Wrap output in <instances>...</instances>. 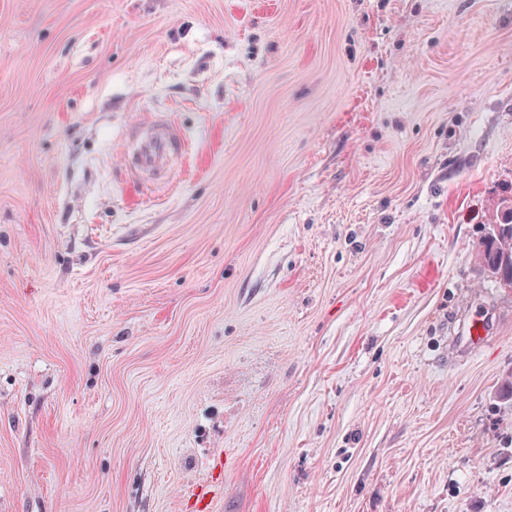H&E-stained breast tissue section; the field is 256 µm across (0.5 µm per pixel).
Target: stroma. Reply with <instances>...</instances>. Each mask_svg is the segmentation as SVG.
I'll return each mask as SVG.
<instances>
[{"label":"stroma","instance_id":"stroma-1","mask_svg":"<svg viewBox=\"0 0 512 512\" xmlns=\"http://www.w3.org/2000/svg\"><path fill=\"white\" fill-rule=\"evenodd\" d=\"M506 199L512 0H0V512H512ZM153 126L159 134L148 138H142L138 130L130 134L129 138L137 144L131 158V167L137 174L144 170H164L171 156L185 148V140L177 137L170 122L162 119ZM500 218L477 247L480 266L488 270L500 284L512 287V205L506 202ZM505 286V285H504Z\"/></svg>","mask_w":512,"mask_h":512}]
</instances>
